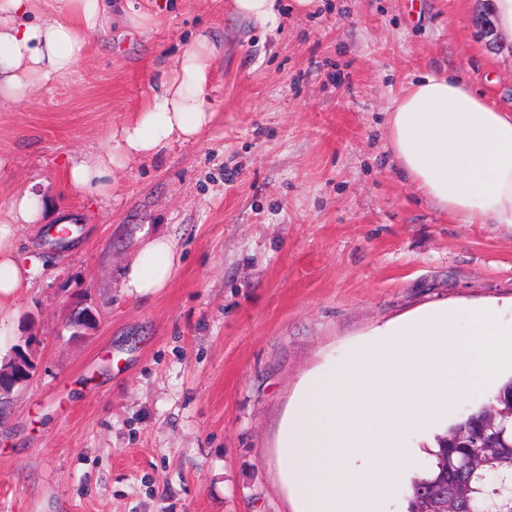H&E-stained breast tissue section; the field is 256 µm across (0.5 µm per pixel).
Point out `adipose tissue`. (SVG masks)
<instances>
[{
  "label": "adipose tissue",
  "mask_w": 512,
  "mask_h": 512,
  "mask_svg": "<svg viewBox=\"0 0 512 512\" xmlns=\"http://www.w3.org/2000/svg\"><path fill=\"white\" fill-rule=\"evenodd\" d=\"M112 26V0H0V106L26 100L68 75L91 33ZM223 46L198 35L172 68L155 77L153 103L112 134V147L70 162L73 187L110 197V172L131 160L160 155L172 141L196 140L214 119L205 93ZM390 145L402 173L440 210L462 224L512 228V111L500 108L451 75L422 74L408 82L388 110ZM0 224V318L29 288L35 259L16 247L19 225L41 210L29 192L14 196ZM180 266L176 241L145 239L125 269L129 294L157 293Z\"/></svg>",
  "instance_id": "ef3b65f1"
}]
</instances>
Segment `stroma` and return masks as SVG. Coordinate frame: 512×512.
Segmentation results:
<instances>
[{
  "label": "stroma",
  "instance_id": "stroma-1",
  "mask_svg": "<svg viewBox=\"0 0 512 512\" xmlns=\"http://www.w3.org/2000/svg\"><path fill=\"white\" fill-rule=\"evenodd\" d=\"M491 0H282L275 33L224 0H154L147 34L113 21L73 71L0 109V224L21 191L40 267L0 321V512H294L276 448L294 396L376 328L436 306L512 321V230L460 224L404 178L387 110L424 72L512 109V50L485 38ZM223 44L196 141L74 189L71 159L153 101L198 32ZM56 224L78 236L59 247ZM173 237L167 288L129 295L141 242ZM91 324L74 330L79 311Z\"/></svg>",
  "mask_w": 512,
  "mask_h": 512
}]
</instances>
